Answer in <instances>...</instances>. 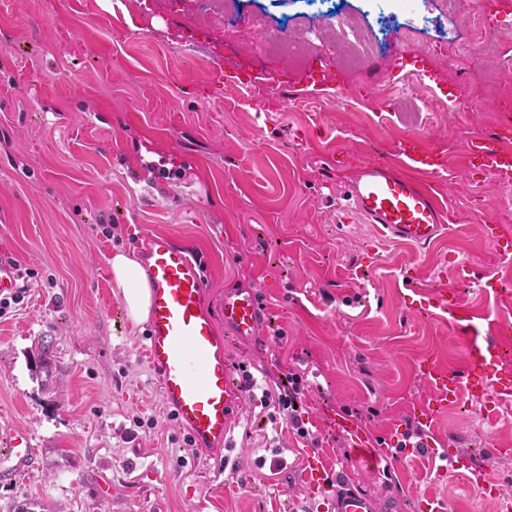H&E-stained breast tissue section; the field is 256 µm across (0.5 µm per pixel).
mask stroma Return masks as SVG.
Returning <instances> with one entry per match:
<instances>
[{
  "label": "stroma",
  "mask_w": 512,
  "mask_h": 512,
  "mask_svg": "<svg viewBox=\"0 0 512 512\" xmlns=\"http://www.w3.org/2000/svg\"><path fill=\"white\" fill-rule=\"evenodd\" d=\"M235 17L221 29L215 17ZM358 27L379 49L357 66L327 19ZM280 31L313 53L324 89L271 83L285 58L249 60L261 32ZM470 37L441 0H0V257L34 272L0 318V432L26 430L33 466L0 482V512H331L335 490L298 482L311 458L379 504L422 512H496L451 458L484 463L512 498V398L497 413L463 398L427 427L426 450L395 449L398 428L429 403L414 371L431 355L456 367L461 343L447 321L410 317L401 268L425 287L448 285L480 312L505 307L481 281L512 283L483 226L512 231V201L493 178L473 181L464 149L491 136L512 62L462 83L434 47ZM252 67L255 86L225 83ZM437 82L420 80L419 68ZM346 101H338L337 88ZM469 97L462 112H420L440 91ZM442 153L434 190L455 225L421 249L380 236L347 212L336 157L383 161L403 137ZM191 246L205 265L203 305L223 323L228 288L263 298L254 336L228 339L229 361L271 377H308L305 407L319 433L352 413L386 470H364L346 438L312 447L255 414L239 394L228 446L193 448L146 355V324L127 316L108 258L140 257L143 237ZM470 280L448 277L450 260ZM370 263L367 279L356 267ZM42 336L61 374H33ZM508 449L505 457L494 456ZM108 479L110 500L95 480Z\"/></svg>",
  "instance_id": "obj_1"
}]
</instances>
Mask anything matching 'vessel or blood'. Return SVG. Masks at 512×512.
I'll return each instance as SVG.
<instances>
[{"label":"vessel or blood","instance_id":"1","mask_svg":"<svg viewBox=\"0 0 512 512\" xmlns=\"http://www.w3.org/2000/svg\"><path fill=\"white\" fill-rule=\"evenodd\" d=\"M510 141L512 116L506 114L499 119L493 138L478 139L466 147L472 177L491 175L504 190H511L512 151L505 148ZM334 166L348 182L351 211L384 235L427 247L452 229L454 215L439 204L431 186L442 166L418 137L402 141L394 161L359 164L339 157ZM485 238L499 256L512 257V232L489 224ZM141 261L150 291L146 352L158 373L161 392L198 447H224L235 400L224 339L254 335L260 322L256 296L249 288L225 291L224 323L219 326L202 304V268L184 245L167 236H146ZM401 276L414 316L447 317L462 345L457 368H441L427 356L416 362V373L434 394L424 421H432L439 409L458 403L464 395L493 406L500 395L511 393L512 373L494 375L490 369L502 349L512 345V320L498 313L492 327H484L455 291L422 290L407 269ZM19 281L18 268L0 259V297L14 294ZM334 424L352 447L362 452L369 448L371 436L358 423L339 416ZM8 444L6 456L0 458V479L5 481L27 471L35 455L25 430L10 429ZM333 508L335 512H378L372 498L350 487L337 490Z\"/></svg>","mask_w":512,"mask_h":512}]
</instances>
